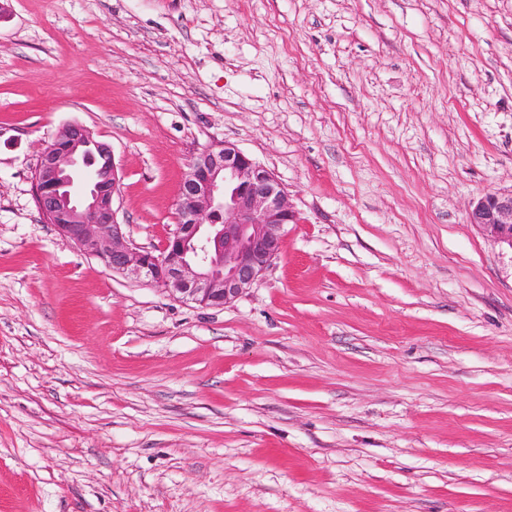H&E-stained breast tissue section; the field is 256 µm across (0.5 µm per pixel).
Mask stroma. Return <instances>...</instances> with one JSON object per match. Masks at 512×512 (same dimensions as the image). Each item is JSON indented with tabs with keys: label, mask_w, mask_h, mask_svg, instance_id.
Instances as JSON below:
<instances>
[{
	"label": "stroma",
	"mask_w": 512,
	"mask_h": 512,
	"mask_svg": "<svg viewBox=\"0 0 512 512\" xmlns=\"http://www.w3.org/2000/svg\"><path fill=\"white\" fill-rule=\"evenodd\" d=\"M78 122L160 249L215 140L298 213L222 308L32 177ZM512 0H0V512H512ZM469 222L489 230L512 249V190L482 195L471 205Z\"/></svg>",
	"instance_id": "obj_1"
}]
</instances>
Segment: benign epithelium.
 <instances>
[{
    "label": "benign epithelium",
    "instance_id": "obj_1",
    "mask_svg": "<svg viewBox=\"0 0 512 512\" xmlns=\"http://www.w3.org/2000/svg\"><path fill=\"white\" fill-rule=\"evenodd\" d=\"M121 178L108 145L81 124L62 128L42 149L33 196L45 222L107 268L160 286L203 307H222L259 281L297 222L273 172L227 141L188 165L179 188V224L157 251L136 247L117 220ZM469 223L512 248V191L471 205Z\"/></svg>",
    "mask_w": 512,
    "mask_h": 512
}]
</instances>
